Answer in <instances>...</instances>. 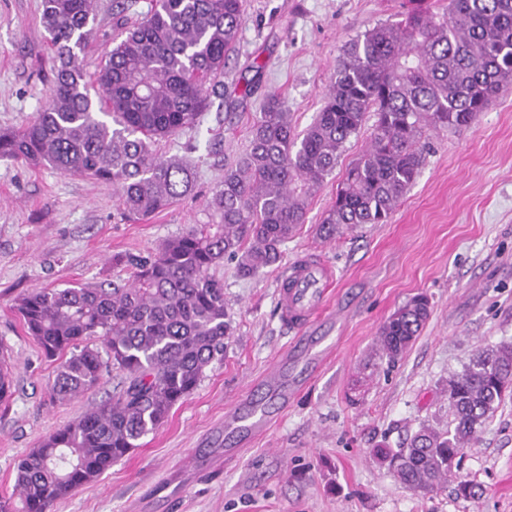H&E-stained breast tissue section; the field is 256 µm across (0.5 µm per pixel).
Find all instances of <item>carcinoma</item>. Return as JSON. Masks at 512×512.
<instances>
[{"instance_id": "1", "label": "carcinoma", "mask_w": 512, "mask_h": 512, "mask_svg": "<svg viewBox=\"0 0 512 512\" xmlns=\"http://www.w3.org/2000/svg\"><path fill=\"white\" fill-rule=\"evenodd\" d=\"M244 0H156L124 27L101 60L91 97L79 53L97 16L96 0H42L41 21L55 55L47 102L17 131L0 130V157L119 189L123 214L145 220L190 194L194 176L158 145L196 124L216 93L236 43ZM512 79V0H450L376 26L349 46L313 124L297 137L276 94L256 113L250 148L224 167L207 222L192 224L145 258H130L132 281L34 289L15 309L44 356L59 361L55 400L96 386L114 369L112 397L46 436L16 465L22 512H50L79 485L112 467L154 432L224 353L231 321L224 257L244 278L280 261L305 223L308 197L336 167L367 116L370 143L348 168L319 234L386 224L424 162L423 129L468 126ZM430 316L417 295L380 327L381 356H403ZM448 428L422 425L397 449H373L402 485L432 492L448 481L463 449L512 394V342L479 348L448 376Z\"/></svg>"}]
</instances>
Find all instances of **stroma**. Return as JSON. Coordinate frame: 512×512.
<instances>
[{"instance_id": "stroma-1", "label": "stroma", "mask_w": 512, "mask_h": 512, "mask_svg": "<svg viewBox=\"0 0 512 512\" xmlns=\"http://www.w3.org/2000/svg\"><path fill=\"white\" fill-rule=\"evenodd\" d=\"M97 0L94 34L83 58L95 70L121 23L147 16L153 0ZM435 0H245L244 21L199 125L160 145L187 161L194 188L148 220H129L112 185L0 158V344L14 363L12 399L0 404V497L15 495L14 463L54 430L111 396L118 371L84 394L50 398L56 364L26 335L16 298L35 288L124 283L128 257L148 256L204 209L224 167L248 149L253 117L280 96L294 134L316 119L348 44L375 26L401 21ZM41 0H0V129L26 126L50 89L53 59ZM265 68L261 77L253 61ZM256 78L252 93L245 81ZM371 125L351 138L333 173L308 200L306 220L283 247L280 264L240 277L233 260L224 283L231 334L193 393L97 480L55 503L53 512H512V397L466 447L460 468L434 492L404 488L372 455L398 448L420 425L448 421V376L477 348L512 340V83L466 128L424 129L430 149L391 220L326 241L316 232L349 165L367 147ZM315 254L332 266L331 301L343 315L318 323L332 355L292 399L283 420L223 474L200 473L181 498L156 495L189 461H208L224 445V415L248 385L288 350L292 331L275 302L280 274ZM431 316L395 363L376 353L380 326L414 295ZM482 494L457 492L461 480Z\"/></svg>"}]
</instances>
